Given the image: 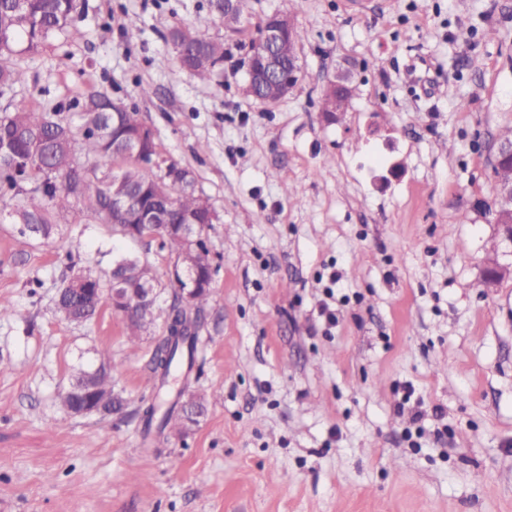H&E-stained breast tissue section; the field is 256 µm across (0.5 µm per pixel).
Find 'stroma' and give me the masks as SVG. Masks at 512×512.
Returning a JSON list of instances; mask_svg holds the SVG:
<instances>
[{
    "label": "stroma",
    "mask_w": 512,
    "mask_h": 512,
    "mask_svg": "<svg viewBox=\"0 0 512 512\" xmlns=\"http://www.w3.org/2000/svg\"><path fill=\"white\" fill-rule=\"evenodd\" d=\"M253 7L303 32L300 81L268 106L243 92L254 30L211 82L181 67L168 32L209 0H79L82 40L17 56L0 110L102 86L153 126L161 159L194 170L220 220L204 232L213 283L184 387L208 410L147 447L154 336L129 343L109 309L61 318L69 239L22 243L0 202V512H512V242L481 208L512 126V0ZM348 64L360 92L326 122L321 92ZM72 237L77 268L130 252L170 291L157 242L100 224ZM492 262L511 273L481 287ZM103 350L124 411L64 412L59 391ZM409 386L417 427L397 410Z\"/></svg>",
    "instance_id": "1"
}]
</instances>
